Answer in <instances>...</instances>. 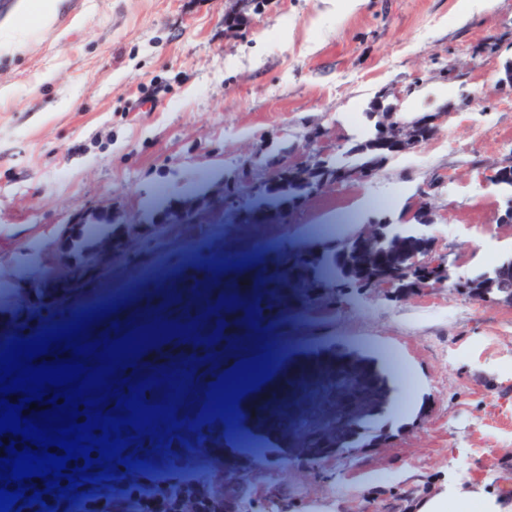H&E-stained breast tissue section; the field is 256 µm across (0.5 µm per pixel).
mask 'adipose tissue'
<instances>
[{
    "label": "adipose tissue",
    "mask_w": 512,
    "mask_h": 512,
    "mask_svg": "<svg viewBox=\"0 0 512 512\" xmlns=\"http://www.w3.org/2000/svg\"><path fill=\"white\" fill-rule=\"evenodd\" d=\"M415 512H512L491 481H448L447 485L419 500Z\"/></svg>",
    "instance_id": "1"
}]
</instances>
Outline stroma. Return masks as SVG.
Instances as JSON below:
<instances>
[{
    "label": "stroma",
    "instance_id": "35a3bbf8",
    "mask_svg": "<svg viewBox=\"0 0 512 512\" xmlns=\"http://www.w3.org/2000/svg\"><path fill=\"white\" fill-rule=\"evenodd\" d=\"M11 0L0 31V350L79 320L86 371L104 344L162 331L91 389L98 409L126 416L139 387L173 409L150 428L124 426L112 487L177 477L223 478L246 465L288 491V512H410L454 477L494 479L512 501V307L448 285L388 297L348 292L331 314L296 299L282 324L252 316L224 328V291L244 265L334 246L397 217L431 186L423 231L452 279L512 261V189L485 168L512 154V0H261L240 33L228 0H55L48 19ZM388 89L386 111L371 101ZM440 114L436 134L387 160L366 182L325 188L285 224L197 225L158 238L166 215L209 216L226 186L249 176L262 197L270 169L316 152L327 129L343 148L387 120ZM335 356L369 390L342 448L293 438L272 447L235 414L209 407L232 370Z\"/></svg>",
    "mask_w": 512,
    "mask_h": 512
}]
</instances>
